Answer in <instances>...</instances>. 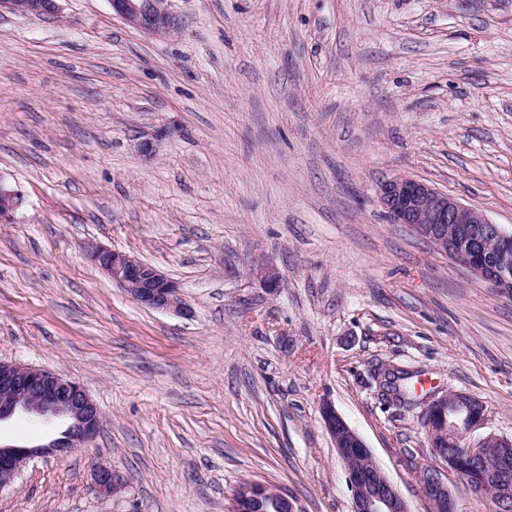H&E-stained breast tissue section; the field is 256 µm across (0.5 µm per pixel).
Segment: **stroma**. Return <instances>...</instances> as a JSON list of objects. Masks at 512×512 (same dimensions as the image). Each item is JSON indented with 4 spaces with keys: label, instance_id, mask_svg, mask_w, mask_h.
I'll return each instance as SVG.
<instances>
[{
    "label": "stroma",
    "instance_id": "obj_1",
    "mask_svg": "<svg viewBox=\"0 0 512 512\" xmlns=\"http://www.w3.org/2000/svg\"><path fill=\"white\" fill-rule=\"evenodd\" d=\"M168 6L163 37L108 0L0 16V183L20 198L0 222V360L79 381L102 413L95 439L0 489V512H225L245 480L351 512L326 401L408 512H432L422 411L372 375L467 393L512 436V297L379 192L407 176L512 229V0ZM97 246L178 281L191 315L137 304ZM62 429L18 414L0 444ZM102 465L123 498L93 493ZM416 375L403 369L388 370L382 374V385L394 394L400 404H414L415 389L411 380Z\"/></svg>",
    "mask_w": 512,
    "mask_h": 512
}]
</instances>
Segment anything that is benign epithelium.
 Segmentation results:
<instances>
[{
  "mask_svg": "<svg viewBox=\"0 0 512 512\" xmlns=\"http://www.w3.org/2000/svg\"><path fill=\"white\" fill-rule=\"evenodd\" d=\"M108 2L112 12L134 28L155 36L171 31L168 0ZM57 10L58 0H0V15H49ZM379 202L394 223L409 225L449 258H454L456 248L470 252L466 266L501 292L512 294V231L492 223L481 211L406 176L385 181ZM18 205L17 192L0 184V221L11 217ZM90 258L138 304L191 315L179 283L155 266L105 247L92 249ZM18 412L45 419L64 418L68 427L61 437L44 446L1 447L0 488L10 485L28 460L68 453L93 439L100 428V410L79 382L43 368L0 361V422ZM321 416L345 465L352 492L351 512H408L403 498L378 466H356V462L370 458V451L331 402L323 403ZM484 421L483 405L465 393L450 392L428 402L424 425L436 464L425 467L420 479L434 512H457L455 495L445 476L449 470L456 473L467 491L496 495L499 512L508 506L512 496V437L488 436L475 445L466 442ZM449 437L460 445L452 455L436 447ZM127 489L122 472L110 467L95 470L93 491L97 495L117 498ZM267 496L268 487L244 480L232 494L226 512H251L253 504Z\"/></svg>",
  "mask_w": 512,
  "mask_h": 512,
  "instance_id": "benign-epithelium-1",
  "label": "benign epithelium"
}]
</instances>
